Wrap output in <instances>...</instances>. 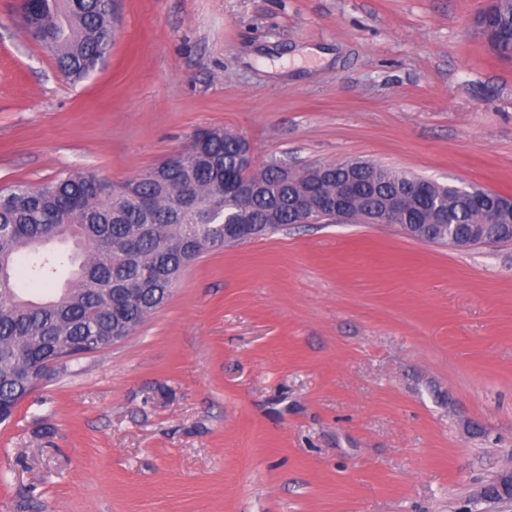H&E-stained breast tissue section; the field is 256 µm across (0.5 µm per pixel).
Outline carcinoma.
<instances>
[{"label":"carcinoma","mask_w":512,"mask_h":512,"mask_svg":"<svg viewBox=\"0 0 512 512\" xmlns=\"http://www.w3.org/2000/svg\"><path fill=\"white\" fill-rule=\"evenodd\" d=\"M495 39L488 47L512 61V0H491L485 10ZM36 42L63 75L80 81L109 54L114 0H36L30 12ZM241 136L222 128L203 131L193 151L163 160L120 183L95 174H70L39 186L0 188V423L7 421L40 379L49 361L133 334L162 306L185 267L208 250L224 247V219L274 212L273 233L302 220L289 204L295 194L312 203L336 194L348 175L325 164L281 176L271 162L251 170L238 165ZM324 172L317 177L315 171ZM353 205L381 207L403 172L373 165ZM257 181L256 196L233 190ZM418 224L438 240L450 224H489L493 209L473 207L454 186L434 184L427 197H412L393 217ZM74 271L64 288L33 300L18 281L43 283L59 270Z\"/></svg>","instance_id":"carcinoma-1"}]
</instances>
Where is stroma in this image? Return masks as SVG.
Segmentation results:
<instances>
[{
  "instance_id": "obj_1",
  "label": "stroma",
  "mask_w": 512,
  "mask_h": 512,
  "mask_svg": "<svg viewBox=\"0 0 512 512\" xmlns=\"http://www.w3.org/2000/svg\"><path fill=\"white\" fill-rule=\"evenodd\" d=\"M487 0H114L62 76L0 0V186L120 182L195 132L256 164L359 159L512 196ZM512 467V244L291 224L204 253L0 424V512H460Z\"/></svg>"
}]
</instances>
